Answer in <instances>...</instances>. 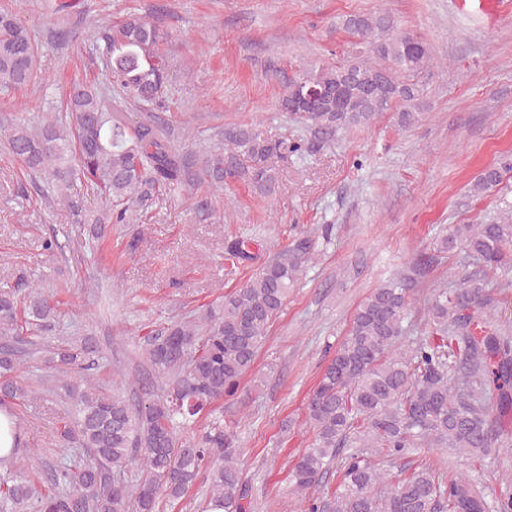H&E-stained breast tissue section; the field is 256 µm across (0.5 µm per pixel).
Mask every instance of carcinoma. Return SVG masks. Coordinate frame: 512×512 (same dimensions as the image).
Returning <instances> with one entry per match:
<instances>
[{
    "label": "carcinoma",
    "mask_w": 512,
    "mask_h": 512,
    "mask_svg": "<svg viewBox=\"0 0 512 512\" xmlns=\"http://www.w3.org/2000/svg\"><path fill=\"white\" fill-rule=\"evenodd\" d=\"M77 0H40L49 18L73 14ZM343 29L362 48L344 63L286 80L278 100L319 142L342 130L369 124L397 109L399 126L418 116L423 89L417 78L431 63L427 43L396 30L386 12L352 14ZM159 18H128L100 27L96 49L112 76L115 94L92 83L69 88L66 110L32 127L3 117L0 137L8 154L43 183L46 199L72 212L100 239L107 224H134L160 195L188 192L206 182L244 180L269 193L274 157L310 148L304 139L273 140L256 128L224 129L229 152H184L168 128L129 120L128 106H158L167 88L168 57ZM38 44L8 5L0 6V95L36 82ZM319 93L311 112H292L308 88ZM512 172L504 161L485 168L473 184L477 194L498 188ZM101 199L92 210L88 197ZM481 224H450L435 236L434 253L418 258L426 270L458 249L478 269L435 290L427 305V335L406 348L399 341L410 315L416 282L392 275L357 307L349 328L307 404L312 441L289 472L290 494L302 512H512V483L489 497L480 487L486 460L512 447V327L492 317L502 290L499 275L512 271V204ZM312 239L285 247L245 284L209 304L192 320H172L145 338L144 352L160 393L132 401L92 384L99 350L83 337L51 352L71 401L74 425L60 442L82 456L53 466L39 458L25 472L0 473V512H155L157 500L183 498L199 476L209 482L210 504L223 512H253L249 485L238 468L241 449L216 416L218 402L237 394L252 369L269 328L285 307ZM56 305L40 282L22 281L0 290V405L35 399L20 367L36 352L31 334L47 330ZM496 392V415L486 394ZM209 423L185 438L181 431L203 416ZM375 448L388 461L412 448H450L466 457L458 471L427 462L401 478L373 462ZM340 466L328 497L315 495L323 475ZM136 470L135 483L120 475ZM47 472L44 491L30 474Z\"/></svg>",
    "instance_id": "obj_1"
}]
</instances>
